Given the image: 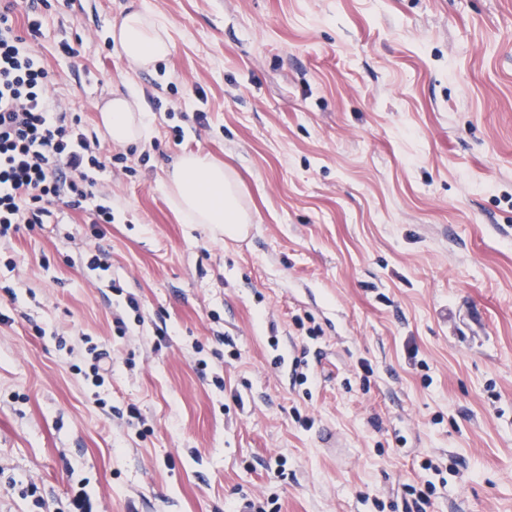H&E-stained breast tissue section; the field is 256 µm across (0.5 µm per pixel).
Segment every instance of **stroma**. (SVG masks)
<instances>
[{
  "label": "stroma",
  "instance_id": "obj_1",
  "mask_svg": "<svg viewBox=\"0 0 512 512\" xmlns=\"http://www.w3.org/2000/svg\"><path fill=\"white\" fill-rule=\"evenodd\" d=\"M131 4L168 28L157 69L112 39ZM43 13L86 134L131 88L153 132L99 177L104 236L75 211L0 243V512H512V0ZM196 150L244 239L172 209Z\"/></svg>",
  "mask_w": 512,
  "mask_h": 512
}]
</instances>
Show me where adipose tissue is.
Listing matches in <instances>:
<instances>
[{"label":"adipose tissue","instance_id":"ef3b65f1","mask_svg":"<svg viewBox=\"0 0 512 512\" xmlns=\"http://www.w3.org/2000/svg\"><path fill=\"white\" fill-rule=\"evenodd\" d=\"M112 39L126 61L137 69H153L171 53L164 24L146 10L125 13ZM137 91L114 94L103 107L101 125L113 144L147 138L151 129ZM166 188L174 211L186 224H212L227 239L241 237L251 214L244 206L235 173L209 155L189 152L179 156L166 173Z\"/></svg>","mask_w":512,"mask_h":512}]
</instances>
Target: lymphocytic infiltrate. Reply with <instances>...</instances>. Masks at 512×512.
<instances>
[{
    "mask_svg": "<svg viewBox=\"0 0 512 512\" xmlns=\"http://www.w3.org/2000/svg\"><path fill=\"white\" fill-rule=\"evenodd\" d=\"M39 3L0 0V239L24 224L62 223L70 209L95 231L112 221L110 201L95 190L106 168L101 142L50 94L52 74L31 43L44 24Z\"/></svg>",
    "mask_w": 512,
    "mask_h": 512,
    "instance_id": "obj_1",
    "label": "lymphocytic infiltrate"
}]
</instances>
